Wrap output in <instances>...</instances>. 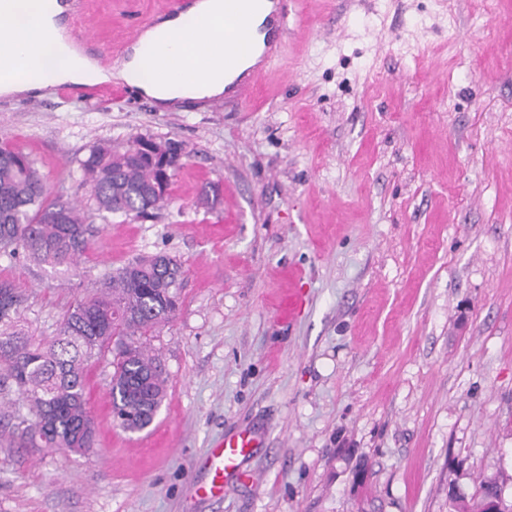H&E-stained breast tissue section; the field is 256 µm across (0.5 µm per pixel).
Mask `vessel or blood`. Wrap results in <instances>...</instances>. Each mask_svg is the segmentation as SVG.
Masks as SVG:
<instances>
[{
  "label": "vessel or blood",
  "instance_id": "vessel-or-blood-1",
  "mask_svg": "<svg viewBox=\"0 0 512 512\" xmlns=\"http://www.w3.org/2000/svg\"><path fill=\"white\" fill-rule=\"evenodd\" d=\"M260 11L265 17L260 28L261 39L254 48L256 61L243 68L237 56L242 34L240 23ZM287 22L288 0H224V72L232 77L225 88V96L242 103L253 100L270 74L266 62L280 48ZM254 443L253 435L244 431L211 448L205 461L208 479L192 486L193 495L199 498L220 496L224 491L225 473L239 467Z\"/></svg>",
  "mask_w": 512,
  "mask_h": 512
}]
</instances>
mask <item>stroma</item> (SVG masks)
Here are the masks:
<instances>
[{
    "mask_svg": "<svg viewBox=\"0 0 512 512\" xmlns=\"http://www.w3.org/2000/svg\"><path fill=\"white\" fill-rule=\"evenodd\" d=\"M86 2L106 43L168 4ZM270 69L249 104L0 95V146L88 209L93 144L185 153L159 218L93 216L76 274L0 252L41 339L104 272L182 265L149 342L153 423L118 427L111 361L92 364L93 447L0 441V512H448L450 484L512 477V0H290ZM291 288L306 303L284 321ZM242 431L259 443L223 495L192 496Z\"/></svg>",
    "mask_w": 512,
    "mask_h": 512,
    "instance_id": "1",
    "label": "stroma"
}]
</instances>
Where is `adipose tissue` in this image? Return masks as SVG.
<instances>
[{
  "label": "adipose tissue",
  "mask_w": 512,
  "mask_h": 512,
  "mask_svg": "<svg viewBox=\"0 0 512 512\" xmlns=\"http://www.w3.org/2000/svg\"><path fill=\"white\" fill-rule=\"evenodd\" d=\"M57 11L46 0H15L0 10V49L20 44L17 73L0 79L1 95H19L63 83H83L88 70L102 81L135 86L157 104L182 98L207 99L223 94V78L210 77L195 65L197 49L209 43L223 50L224 0H197L185 16L164 20L135 44L127 57L108 69H93L63 35Z\"/></svg>",
  "instance_id": "1"
}]
</instances>
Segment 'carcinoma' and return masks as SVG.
I'll list each match as a JSON object with an SVG mask.
<instances>
[{
	"label": "carcinoma",
	"mask_w": 512,
	"mask_h": 512,
	"mask_svg": "<svg viewBox=\"0 0 512 512\" xmlns=\"http://www.w3.org/2000/svg\"><path fill=\"white\" fill-rule=\"evenodd\" d=\"M140 138L127 145L92 146L80 162L99 214L135 213L156 217L168 196L148 189L157 166L135 153ZM90 216L75 203L50 197L44 177L21 150L0 146V249L23 253L54 272L77 270L88 247ZM182 266L168 254L136 258L97 280L64 311L57 333L38 340L20 321L23 294L14 281L0 279V380H12L30 412L0 439L29 448L87 451L94 425L85 390L89 365L113 353L110 397L124 430L147 428L166 398V378L145 341L180 310ZM503 483L479 480L472 497L448 491L449 512H482V500L498 494Z\"/></svg>",
	"instance_id": "obj_1"
}]
</instances>
